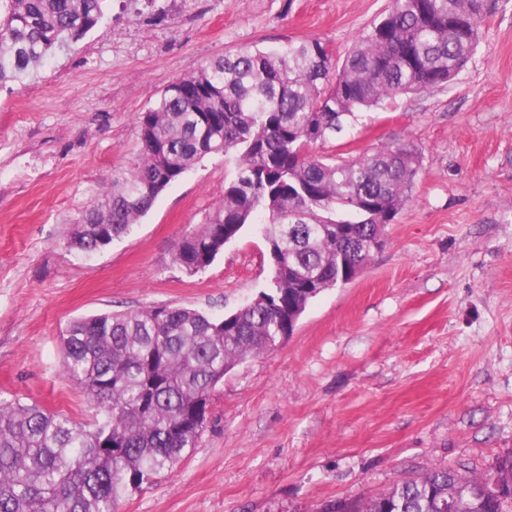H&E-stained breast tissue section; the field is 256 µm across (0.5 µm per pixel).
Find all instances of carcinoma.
<instances>
[{
    "mask_svg": "<svg viewBox=\"0 0 512 512\" xmlns=\"http://www.w3.org/2000/svg\"><path fill=\"white\" fill-rule=\"evenodd\" d=\"M105 0H0V87L22 83L104 18ZM484 0H391L341 64L318 38L242 48L170 84L138 117L140 152L73 220L69 246L95 252L128 233L159 194L204 158L237 172L207 224L178 244L185 273L205 270L257 213L277 244L260 300L220 318L185 306L79 317L63 367L96 408L93 426L38 404L0 400V512H115L195 444L212 390L288 335L291 311L367 265L373 241L412 199L407 145L329 162L314 147L355 111L451 82L480 40ZM500 493L489 489L490 481ZM512 512V454L466 477L435 468L359 512Z\"/></svg>",
    "mask_w": 512,
    "mask_h": 512,
    "instance_id": "carcinoma-1",
    "label": "carcinoma"
}]
</instances>
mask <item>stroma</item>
I'll list each match as a JSON object with an SVG mask.
<instances>
[{
	"label": "stroma",
	"mask_w": 512,
	"mask_h": 512,
	"mask_svg": "<svg viewBox=\"0 0 512 512\" xmlns=\"http://www.w3.org/2000/svg\"><path fill=\"white\" fill-rule=\"evenodd\" d=\"M388 6L108 0L37 76L0 87V396L92 424L62 368L71 320L162 305L220 317L266 287L269 249L251 225L202 272L173 261L234 179L232 157L205 158L100 252L68 247L72 221L134 164L137 118L176 79L311 38L341 59ZM480 29L448 85L317 144L336 161L411 146V202L350 283L225 375L195 447L117 512H328L435 467L482 476L512 453V0H485Z\"/></svg>",
	"instance_id": "obj_1"
}]
</instances>
